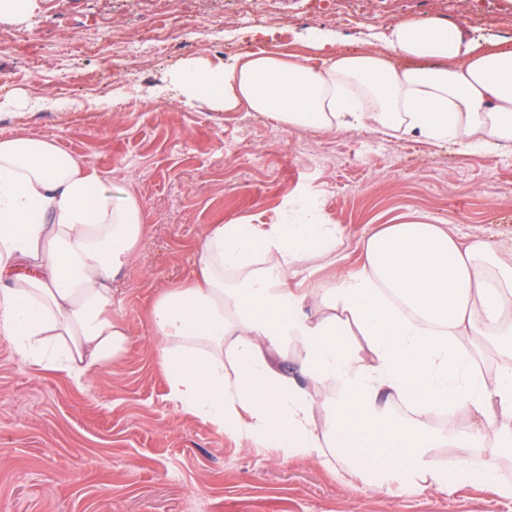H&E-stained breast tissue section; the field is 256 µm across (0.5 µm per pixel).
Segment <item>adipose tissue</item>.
<instances>
[{"instance_id": "ef3b65f1", "label": "adipose tissue", "mask_w": 512, "mask_h": 512, "mask_svg": "<svg viewBox=\"0 0 512 512\" xmlns=\"http://www.w3.org/2000/svg\"><path fill=\"white\" fill-rule=\"evenodd\" d=\"M311 40L316 65L257 52L174 81L186 99L291 129L512 150V48L430 18L388 27L376 50L340 49L320 30ZM145 239L135 195L106 191L52 140H0V334L25 362L82 386L121 358L131 336L112 315V281ZM340 240L312 202L286 224L211 225L193 275L148 311L168 400L256 445L340 452L378 486L396 469L446 493L475 483L512 497L498 465L472 461L486 445L512 454V245L389 224L358 241L363 262L347 273ZM480 342L501 351L494 372L479 369ZM285 353L300 377L280 370ZM384 393L405 419L387 416ZM460 409L464 424L430 428ZM439 448L454 451L453 470L430 466Z\"/></svg>"}]
</instances>
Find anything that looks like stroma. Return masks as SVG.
<instances>
[{"label":"stroma","instance_id":"stroma-1","mask_svg":"<svg viewBox=\"0 0 512 512\" xmlns=\"http://www.w3.org/2000/svg\"><path fill=\"white\" fill-rule=\"evenodd\" d=\"M434 18L512 46V0H35L0 16V139H52L105 189L134 193L146 246L116 277L113 311L132 341L80 388L33 367L0 335V512H512V498L465 484L447 495L390 473L351 478L316 461L218 433L166 398L150 304L188 278L213 224H284L316 199L340 225L348 269L384 224H444L460 238L512 240V152L461 154L408 134L288 131L169 91L180 66L245 54L316 58L312 30L375 48L403 21ZM172 41L137 54L134 40Z\"/></svg>","mask_w":512,"mask_h":512}]
</instances>
